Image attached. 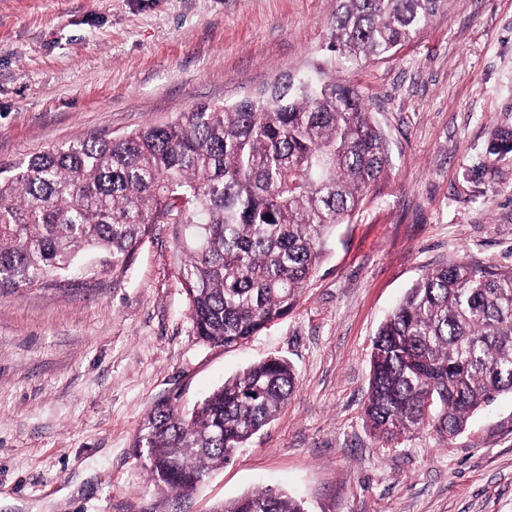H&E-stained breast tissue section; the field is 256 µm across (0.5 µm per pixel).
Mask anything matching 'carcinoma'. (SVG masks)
Listing matches in <instances>:
<instances>
[{
  "label": "carcinoma",
  "instance_id": "carcinoma-1",
  "mask_svg": "<svg viewBox=\"0 0 512 512\" xmlns=\"http://www.w3.org/2000/svg\"><path fill=\"white\" fill-rule=\"evenodd\" d=\"M443 0H336L326 56L233 104L199 103L115 137L48 145L0 163V290L83 267L123 274L155 224L185 228L193 329L228 346L288 315L333 229L390 164L388 141L338 58L383 59L424 32ZM364 408L383 442L431 429L449 440L512 393V269L451 262L425 273L380 325ZM296 389L291 365L255 363L191 414L156 408L137 445L152 482L178 494L272 422ZM216 512H304L260 490Z\"/></svg>",
  "mask_w": 512,
  "mask_h": 512
}]
</instances>
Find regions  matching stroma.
<instances>
[{
  "mask_svg": "<svg viewBox=\"0 0 512 512\" xmlns=\"http://www.w3.org/2000/svg\"><path fill=\"white\" fill-rule=\"evenodd\" d=\"M336 0H0V163L119 136L303 69ZM384 131L390 167L288 316L231 347L193 330L181 227L154 225L125 273L0 291V512H214L259 489L304 512H512V395L445 441L384 445L363 414L375 333L451 260L512 268V0H444L383 60L337 61ZM297 374L277 417L176 497L136 439L248 365Z\"/></svg>",
  "mask_w": 512,
  "mask_h": 512,
  "instance_id": "35a3bbf8",
  "label": "stroma"
}]
</instances>
